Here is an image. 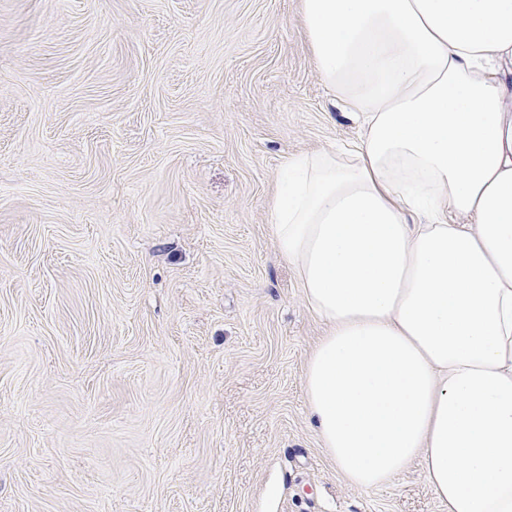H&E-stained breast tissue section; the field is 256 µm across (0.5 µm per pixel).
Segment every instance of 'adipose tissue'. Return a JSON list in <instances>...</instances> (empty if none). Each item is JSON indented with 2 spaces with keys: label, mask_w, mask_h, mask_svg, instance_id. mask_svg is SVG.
Segmentation results:
<instances>
[{
  "label": "adipose tissue",
  "mask_w": 512,
  "mask_h": 512,
  "mask_svg": "<svg viewBox=\"0 0 512 512\" xmlns=\"http://www.w3.org/2000/svg\"><path fill=\"white\" fill-rule=\"evenodd\" d=\"M351 147L290 156L271 234L324 332L303 386L352 485L421 463L512 512V0H302Z\"/></svg>",
  "instance_id": "obj_1"
}]
</instances>
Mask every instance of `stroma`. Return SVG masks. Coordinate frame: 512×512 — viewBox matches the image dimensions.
I'll list each match as a JSON object with an SVG mask.
<instances>
[{
	"label": "stroma",
	"instance_id": "obj_1",
	"mask_svg": "<svg viewBox=\"0 0 512 512\" xmlns=\"http://www.w3.org/2000/svg\"><path fill=\"white\" fill-rule=\"evenodd\" d=\"M301 0H0V512H448L348 483L267 203L356 139Z\"/></svg>",
	"mask_w": 512,
	"mask_h": 512
}]
</instances>
